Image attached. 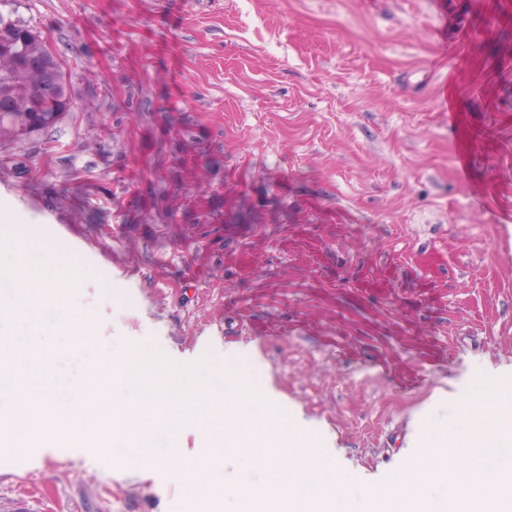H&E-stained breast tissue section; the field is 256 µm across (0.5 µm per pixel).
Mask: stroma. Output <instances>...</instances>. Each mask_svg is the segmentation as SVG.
<instances>
[{
  "label": "stroma",
  "instance_id": "35a3bbf8",
  "mask_svg": "<svg viewBox=\"0 0 512 512\" xmlns=\"http://www.w3.org/2000/svg\"><path fill=\"white\" fill-rule=\"evenodd\" d=\"M73 107L0 139V269L71 276L90 334L10 307L54 355L144 345L179 363L238 347L332 445L348 499L398 468L424 406L512 368V0H15ZM86 254L59 250L64 236ZM134 473L45 457L0 472V512H183L196 456ZM226 452L205 483L263 479Z\"/></svg>",
  "mask_w": 512,
  "mask_h": 512
}]
</instances>
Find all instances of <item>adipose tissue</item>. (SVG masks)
<instances>
[{"label": "adipose tissue", "instance_id": "1", "mask_svg": "<svg viewBox=\"0 0 512 512\" xmlns=\"http://www.w3.org/2000/svg\"><path fill=\"white\" fill-rule=\"evenodd\" d=\"M8 271L18 289L21 312H37L58 306L64 302L65 278L40 271L27 249L16 250Z\"/></svg>", "mask_w": 512, "mask_h": 512}]
</instances>
